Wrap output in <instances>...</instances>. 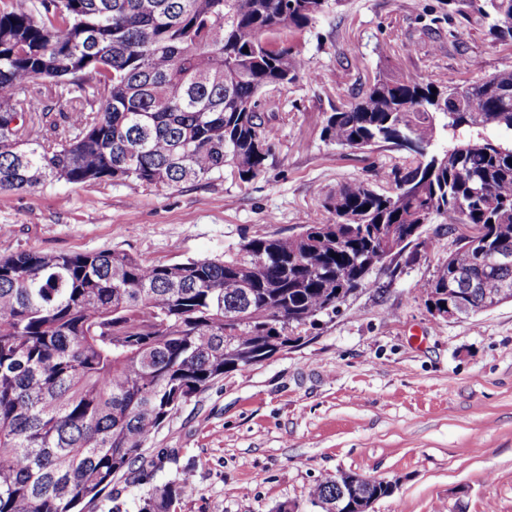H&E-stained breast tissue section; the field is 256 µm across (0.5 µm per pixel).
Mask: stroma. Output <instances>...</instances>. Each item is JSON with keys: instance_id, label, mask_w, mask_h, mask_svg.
<instances>
[{"instance_id": "1", "label": "stroma", "mask_w": 512, "mask_h": 512, "mask_svg": "<svg viewBox=\"0 0 512 512\" xmlns=\"http://www.w3.org/2000/svg\"><path fill=\"white\" fill-rule=\"evenodd\" d=\"M439 0H338L288 32L318 81L288 93L274 155L248 185L230 177L172 190L51 182L0 193V255L116 249L148 263L220 258L243 239L301 232L327 192L374 179L408 154L340 149L324 120L376 72L478 81L512 69V46L464 25L431 28ZM460 225H426L377 264L366 287L304 338L189 400L149 441L161 465H134L84 512H137L153 488L189 475L176 512H274L307 504L341 472L395 483L374 512H512V301L441 320L423 284L457 247Z\"/></svg>"}]
</instances>
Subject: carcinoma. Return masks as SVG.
<instances>
[{
	"instance_id": "obj_1",
	"label": "carcinoma",
	"mask_w": 512,
	"mask_h": 512,
	"mask_svg": "<svg viewBox=\"0 0 512 512\" xmlns=\"http://www.w3.org/2000/svg\"><path fill=\"white\" fill-rule=\"evenodd\" d=\"M329 0H0V193L45 182L248 183L272 156L281 95L311 77L285 43ZM443 16L512 45V0H442ZM248 52H243V49ZM66 101L68 111L55 107ZM343 149L387 144L409 166L353 179L294 236L222 258L147 264L116 250L0 256V512H82L184 404L366 285L379 227L401 251L445 217L463 236L423 285L435 317L448 281L474 315L512 287V70L444 85L380 72L325 119ZM167 483L138 512H172ZM336 500V479L309 503Z\"/></svg>"
}]
</instances>
